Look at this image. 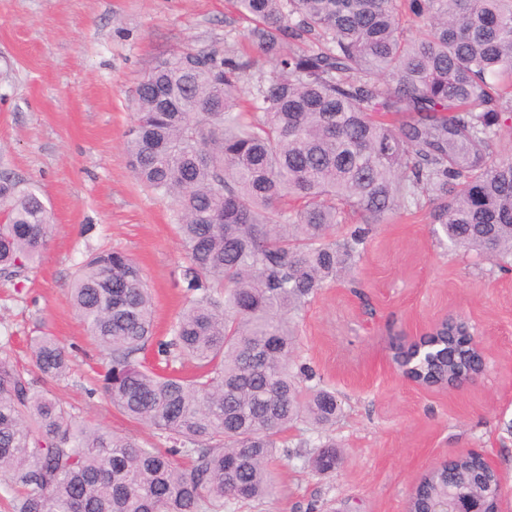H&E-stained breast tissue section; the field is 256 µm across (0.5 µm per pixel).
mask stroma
<instances>
[{
    "label": "stroma",
    "mask_w": 512,
    "mask_h": 512,
    "mask_svg": "<svg viewBox=\"0 0 512 512\" xmlns=\"http://www.w3.org/2000/svg\"><path fill=\"white\" fill-rule=\"evenodd\" d=\"M246 28L227 0H0V170L36 185L53 217L24 287L0 277V341L21 357L42 331L75 345L57 395L79 417L150 443L153 430L91 392L98 355L70 286L92 251L114 247L147 277L157 334L185 307L171 206L135 179L125 133L139 84L171 53L231 49L253 59L250 81L269 77ZM351 275L357 290L337 280L298 322L300 359L341 410L327 432H288L292 446L333 438L335 472L316 473L307 454L278 460L277 497L231 500L224 512H406L430 467L467 451L489 457L512 493V272L446 252L426 211L413 210L378 226ZM445 317L472 326L484 373L461 386H420L391 369L393 343Z\"/></svg>",
    "instance_id": "35a3bbf8"
}]
</instances>
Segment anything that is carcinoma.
Listing matches in <instances>:
<instances>
[{
    "mask_svg": "<svg viewBox=\"0 0 512 512\" xmlns=\"http://www.w3.org/2000/svg\"><path fill=\"white\" fill-rule=\"evenodd\" d=\"M275 62L176 52L139 84L125 151L135 178L172 205L188 306L154 333L153 298L125 251L96 252L71 285L114 408L161 448L75 416L48 387L73 349L29 339L33 369L0 344V486L12 512H224L276 493L288 429L323 430L340 409L298 360V318L362 259L379 224L428 207L432 235L512 271V0H228ZM417 28L411 34V28ZM360 223L341 236L343 215ZM52 217L39 191L0 175V275L24 284ZM441 324L425 361L451 383L470 366ZM157 349L159 364L137 355ZM193 364L191 375L177 365ZM336 444L314 458L336 470ZM499 481L473 453L428 471L409 512L459 495L495 512Z\"/></svg>",
    "mask_w": 512,
    "mask_h": 512,
    "instance_id": "carcinoma-1",
    "label": "carcinoma"
}]
</instances>
